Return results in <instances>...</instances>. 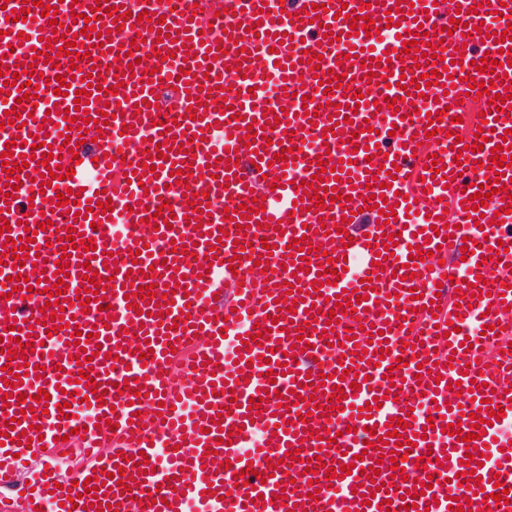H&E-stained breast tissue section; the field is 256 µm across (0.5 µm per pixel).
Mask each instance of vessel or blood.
I'll list each match as a JSON object with an SVG mask.
<instances>
[{
	"label": "vessel or blood",
	"mask_w": 512,
	"mask_h": 512,
	"mask_svg": "<svg viewBox=\"0 0 512 512\" xmlns=\"http://www.w3.org/2000/svg\"><path fill=\"white\" fill-rule=\"evenodd\" d=\"M75 0H42L25 7L23 0H0V71L30 69L37 103L24 102V88L0 93V152L30 157L22 168L14 197L1 188L6 169L0 166V487L11 485L24 453L22 437L55 443L76 427L86 428L83 452L101 459L113 475L131 478L123 491L111 477L97 492L80 493L77 484L92 469L61 481L48 470L34 484L28 512H124L137 502L138 512H512V503L491 500L496 488L512 489V437L494 422L471 442L446 432L448 424L463 432L475 430L473 412L489 418L483 400L502 406L512 422V343L502 328L512 317V166L501 167L491 179L487 162L492 148L512 146V109L498 110L489 95L479 102L483 121L458 123L460 96L469 82H493L497 93L512 87V41L494 43L490 32L506 30L512 9L501 0H289L286 10L273 0H223L219 29L228 39L207 30L195 0H181L178 11H167L164 0H76L80 19H73ZM101 8L125 5L131 17L121 18L113 32L111 17L93 19L104 27L101 37L84 42L81 68L90 82L75 78L72 93L86 90L87 104L76 120L86 130L65 121L71 95L58 94V76L67 75L69 57L45 49L53 32L43 6H51L62 24L61 35L72 38L84 27L91 4ZM325 5L324 14L316 6ZM27 9L26 21L8 20L7 12ZM366 16L368 32L354 34L350 18ZM465 29L446 32L451 18ZM164 19L170 35L158 39L149 22ZM143 41L132 45V32ZM25 33L23 52H15L18 33ZM419 41L421 61L392 58L384 51ZM224 53L204 66L208 51ZM138 64H131L129 51ZM321 58L319 69L304 63V53ZM500 60L495 72H478L482 57ZM378 59L380 67L365 64ZM131 67V77L117 81V69ZM447 68L448 74L425 91L424 97L404 94L399 70L421 73ZM342 77L340 88L327 91L330 74ZM277 78L274 94L252 93L255 78ZM174 84L177 122L159 124L154 107L161 85ZM111 93L100 96L98 85ZM226 97L232 113H219L214 100ZM401 98L399 109L383 107ZM119 102L121 117L99 127L95 121L107 104ZM27 114L25 126L8 123L5 113ZM448 117H441V110ZM438 127H430L429 118ZM251 135L249 148L239 141ZM481 150L470 151L477 136ZM177 138L178 148L166 158H149L148 143ZM78 144L77 153L41 162L34 144L52 147L64 140ZM289 140L294 157L287 167L274 164L282 140ZM237 149L239 162L222 159ZM330 170L320 172L316 156ZM396 167L388 177V167ZM68 172L65 180L42 187L48 168ZM391 189H383V182ZM342 193L331 201L329 188ZM492 193L482 218L464 202L476 188ZM79 193L76 203L59 205L58 194ZM208 193L210 203L194 211L187 192ZM385 196L392 216L375 214L366 233H359L362 209L369 194ZM174 197L171 228L153 229L149 220L162 198ZM264 198L265 211L253 215V225L237 230L226 220V209L251 205ZM113 209L102 212L100 205ZM454 210L457 229L446 226ZM36 230L29 255L37 265L15 269L10 259L12 239L22 229ZM77 231L94 239L97 248L63 253L65 237ZM396 243H389L390 234ZM302 250L289 251L293 240ZM222 242L217 259L209 245ZM245 258H235V245ZM426 260H419V253ZM310 265H303L302 256ZM497 256L498 274L485 282L489 256ZM332 264H323V257ZM268 262L260 274L255 261ZM336 272L326 285V269ZM99 279L115 276V287L77 304L89 290L88 270ZM414 279H407V272ZM451 275L453 292L439 296L443 275ZM33 280L29 298L14 291L11 279ZM70 284L57 300L63 308L59 329L46 332L51 308L45 289L53 276ZM377 279L363 308L351 313L332 309L329 301L345 295L355 301L362 278ZM154 285L150 302L138 310L125 297L135 286ZM234 285L231 300H220L226 285ZM294 287L295 312H288L287 287ZM309 325L311 334L297 338L295 330ZM486 334H479V327ZM260 330V341L246 335ZM91 335L85 346L78 333ZM17 356H10V349ZM188 358L187 381L169 372L174 356ZM407 366H398V358ZM89 381H82V373ZM22 383L8 385L10 374ZM127 389H120V382ZM49 393L47 404L34 403L38 391ZM380 409L370 418L359 409L373 398ZM84 400L91 421L65 416L60 404ZM258 408H250V400ZM228 413H221V406ZM405 419L402 439L412 442L400 465L390 470V446L365 447L370 435H385L394 419ZM505 420V421H506ZM231 444H224V437ZM332 439L331 450L320 451L321 439ZM108 456H101V443ZM216 446V455L207 447ZM298 452L295 460L287 452ZM473 454L475 481L461 486L463 459ZM232 462L219 469L216 457ZM145 464L137 473L136 464ZM351 466L350 475L337 464ZM252 468L248 485H237L241 469ZM431 489H422L424 481ZM318 497H311V490ZM77 507L66 504L68 498Z\"/></svg>",
	"instance_id": "1"
}]
</instances>
